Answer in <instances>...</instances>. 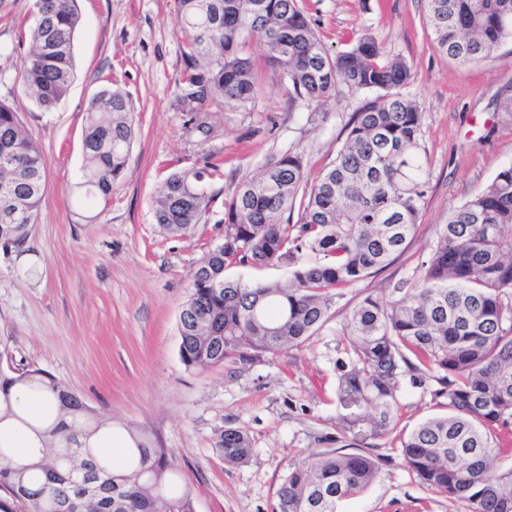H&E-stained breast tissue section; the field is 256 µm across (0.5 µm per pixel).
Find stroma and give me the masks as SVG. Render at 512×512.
I'll return each instance as SVG.
<instances>
[{"label":"stroma","instance_id":"stroma-1","mask_svg":"<svg viewBox=\"0 0 512 512\" xmlns=\"http://www.w3.org/2000/svg\"><path fill=\"white\" fill-rule=\"evenodd\" d=\"M323 44L348 49L363 34L387 57L405 59L412 79L405 97L422 109L421 145L429 186L405 251L374 276L345 289L320 332L306 344L260 362L187 369L179 355L178 317L193 269L223 235L217 222L173 236L152 221L157 186L175 169L224 163V193L273 157L302 155L308 181L330 167L347 126L369 98L342 91L315 107L290 98L278 70L267 66L258 37L260 94L252 106L210 114L206 145L176 102L184 70L175 0H78L76 76L50 113L25 96L18 72L29 54L33 0H0V100L8 102L39 144L46 192L20 247H0V332L10 337L15 366L54 376L89 407L133 426L166 449L195 512H274L276 492L313 451L342 450L336 431L337 364L346 360L341 327L364 295L384 294L412 278L436 242L451 208L461 205L512 163V39L491 58L463 65L437 53L425 0H298ZM127 92L136 124L131 158L108 204L87 206L78 184L88 100L105 85ZM444 398L403 381L395 420L369 453L381 460L376 479L337 512H469L422 485L400 443L421 422L446 413ZM248 433L252 456L226 465L220 433Z\"/></svg>","mask_w":512,"mask_h":512}]
</instances>
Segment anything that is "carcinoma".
<instances>
[{
    "label": "carcinoma",
    "instance_id": "carcinoma-1",
    "mask_svg": "<svg viewBox=\"0 0 512 512\" xmlns=\"http://www.w3.org/2000/svg\"><path fill=\"white\" fill-rule=\"evenodd\" d=\"M439 53L461 64L491 56L512 38V0H425ZM77 0H34L31 50L20 77L26 94L52 110L75 79ZM184 36L178 103L208 142L210 109H245L258 93L244 52L258 36L264 58L280 70L293 99L322 106L341 87L373 94L355 114L333 164L307 185L301 155L272 158L224 197L221 163L180 168L160 184L152 211L163 231L182 235L223 209L224 237L198 261L179 313L180 357L206 371L226 361L252 363L308 342L343 290L389 265L406 248L427 196L422 112L400 93L411 79L402 58L387 59L375 37L362 36L333 55L297 0H176ZM83 138L85 199L108 201L130 159L131 102L114 87L89 99ZM46 191V163L20 115L0 100V245L21 246ZM301 218L292 223L294 209ZM288 265L286 280L226 278L231 266ZM418 276L390 297L363 296L342 326L348 361L338 364L336 430L360 445L385 436L402 378L447 398L448 412L420 423L402 442L409 468L426 487L470 512H512V468L497 461L500 432L512 433V164L448 214ZM0 336V421L14 415L10 389L30 377L11 364ZM42 389L56 400L40 434L38 460L26 467L0 446V512H195L191 487L176 479L166 449L128 428L134 447L107 463L96 444L110 426L49 374ZM216 447L228 465L252 455L244 431L227 427ZM58 448L69 449L60 463ZM362 453L317 451L288 468L275 512H336L375 478Z\"/></svg>",
    "mask_w": 512,
    "mask_h": 512
}]
</instances>
